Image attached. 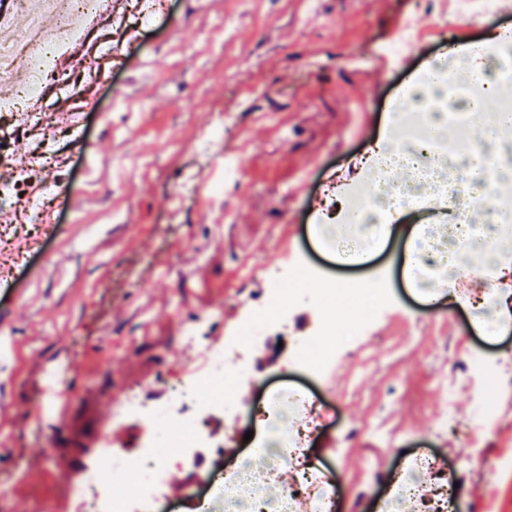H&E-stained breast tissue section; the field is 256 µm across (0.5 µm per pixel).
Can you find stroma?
<instances>
[{
    "label": "stroma",
    "instance_id": "1",
    "mask_svg": "<svg viewBox=\"0 0 512 512\" xmlns=\"http://www.w3.org/2000/svg\"><path fill=\"white\" fill-rule=\"evenodd\" d=\"M129 4L108 0L111 23L85 28L80 46L104 78H79L67 106L55 89L32 105L55 155L24 192L46 205L54 236L34 235L13 203L0 214V512H91L69 488L102 445L140 454L162 429L149 407L204 372L202 344L232 340L248 308L301 264L336 281L380 276L391 293L386 316L322 388L336 420L315 452L341 480L344 512L355 496L372 499L366 471L393 467L416 444L452 461L458 512H512V467L502 465L512 460V395L456 391L450 449L437 429L440 389L460 379L469 351L484 353L491 376L512 375V327L487 338L468 299L432 305L417 295L405 257L422 215L354 266L327 249L315 222L328 176L366 186L360 156L383 134L389 100L433 58L495 46L512 13L477 20L448 0H168L135 30L123 22ZM407 18L419 49L402 61L388 46ZM133 34L136 54L115 65L108 47ZM217 126L223 136H212ZM214 182L222 192H210ZM323 322L313 301L289 312L248 355L246 393L315 384L288 354ZM189 326L198 344L185 341ZM63 359L68 405L47 417L41 388ZM131 395L146 412L116 418L114 405ZM484 396L499 405L490 429L471 422ZM379 423L397 436L382 465ZM200 428L216 447L169 468L192 486L238 456L248 431L224 412Z\"/></svg>",
    "mask_w": 512,
    "mask_h": 512
}]
</instances>
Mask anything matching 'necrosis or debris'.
<instances>
[{
	"instance_id": "necrosis-or-debris-1",
	"label": "necrosis or debris",
	"mask_w": 512,
	"mask_h": 512,
	"mask_svg": "<svg viewBox=\"0 0 512 512\" xmlns=\"http://www.w3.org/2000/svg\"><path fill=\"white\" fill-rule=\"evenodd\" d=\"M104 0H67L47 31L32 35L39 23L34 0H12V12L0 15V28L13 24L14 16L27 18V30L0 41V74L25 73L19 97L34 98L58 66L69 45L82 35V25L103 8ZM502 53L484 52L474 64L453 55L435 59L431 78L418 79L414 95L395 97L390 105L394 121L387 135L367 151L371 187L344 194V217L324 225V232L343 256H356L363 248L384 240L404 213L434 210L433 220L422 224L411 248L409 275L423 293L434 296L440 287L457 293L467 283L485 275L497 260L500 241L512 239V202L471 197L463 203L456 187L484 186L467 157L483 128L494 118L490 112H470L468 101L485 90L512 79V32L501 35ZM359 287L317 280L307 269H298L288 288L276 289L264 304L251 308L236 329V348L264 346L271 321L280 319L300 300L325 307L352 300ZM365 325L336 329L323 325L316 337L294 346L292 366L324 373L351 337L364 335ZM233 348V349H236ZM233 349L221 344L208 348L206 369L195 378L191 391L195 413L176 433H164L148 442L136 457L101 449L87 469L79 498L89 501L93 512H138L157 502L163 477L185 449L202 445L199 416L221 408L244 409L259 436L255 448L213 476L181 512H337L339 478L312 453L316 435L335 413L321 395L302 385H279L262 398L242 401L245 369L229 370L226 361ZM445 455L423 448L408 449L379 483L375 512H410L411 503L422 501L432 475L449 470ZM294 475L293 483L277 487L282 472ZM133 479L136 492L117 498L110 479Z\"/></svg>"
}]
</instances>
